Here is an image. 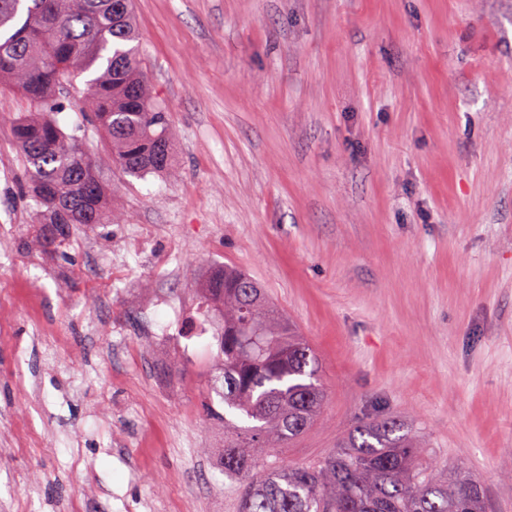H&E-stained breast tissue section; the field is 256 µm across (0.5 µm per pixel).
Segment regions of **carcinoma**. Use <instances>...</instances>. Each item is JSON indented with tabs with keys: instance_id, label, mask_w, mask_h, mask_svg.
<instances>
[{
	"instance_id": "obj_1",
	"label": "carcinoma",
	"mask_w": 512,
	"mask_h": 512,
	"mask_svg": "<svg viewBox=\"0 0 512 512\" xmlns=\"http://www.w3.org/2000/svg\"><path fill=\"white\" fill-rule=\"evenodd\" d=\"M137 41L132 0H0V79L38 106L14 123V139L29 171L24 191L41 207L45 244L66 243L76 224L116 222L91 156L48 117L76 79L86 77L84 111L125 175L171 166L170 116L149 93ZM248 282L226 267L201 289L206 312L224 318L204 407L224 423V474L243 482L238 512H486L481 486L429 470L423 446L393 419L364 422L339 450L280 468L272 459L277 443L315 423L325 392L312 349ZM217 401L224 412H214ZM258 449L271 457L260 471Z\"/></svg>"
}]
</instances>
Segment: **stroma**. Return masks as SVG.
Here are the masks:
<instances>
[{"label":"stroma","instance_id":"obj_1","mask_svg":"<svg viewBox=\"0 0 512 512\" xmlns=\"http://www.w3.org/2000/svg\"><path fill=\"white\" fill-rule=\"evenodd\" d=\"M134 9L174 165L124 175L64 95L120 220L63 251L29 232L33 105L0 83V512H236L202 406L224 323L200 293L226 265L320 362L327 404L282 464L394 419L512 512V0Z\"/></svg>","mask_w":512,"mask_h":512}]
</instances>
